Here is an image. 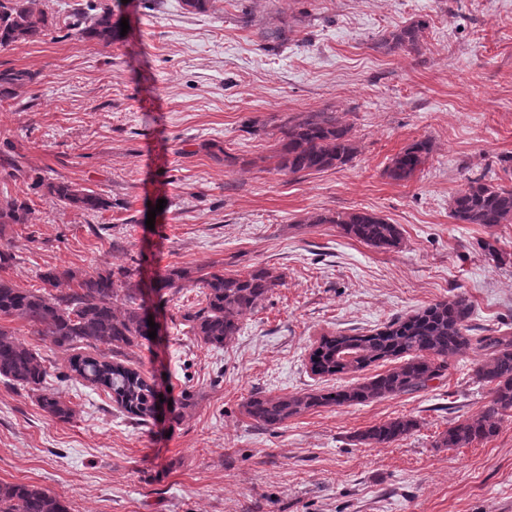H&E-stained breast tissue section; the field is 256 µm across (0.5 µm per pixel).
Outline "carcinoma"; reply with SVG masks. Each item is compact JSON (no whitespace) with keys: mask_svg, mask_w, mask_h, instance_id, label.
<instances>
[{"mask_svg":"<svg viewBox=\"0 0 512 512\" xmlns=\"http://www.w3.org/2000/svg\"><path fill=\"white\" fill-rule=\"evenodd\" d=\"M80 14L85 26L81 35L105 44L126 41L120 35L121 11L109 3L89 0ZM56 26L55 19L40 7L39 0H0V49L37 38ZM422 23L414 22L383 36L379 46L389 52L415 53L420 48ZM33 74L22 70L0 71V98L31 83ZM281 149L275 155L277 170L288 175L322 171L348 163L356 153L351 128L333 112H309L285 121L279 129ZM429 143L419 141L398 154L387 173L395 180L410 178L425 163ZM35 187L66 206L100 211L110 203L99 193L69 182L33 180ZM451 217L458 224L512 223V185L473 179L451 201ZM31 223L26 201L13 199L0 207V230L8 224ZM314 224H338L343 233L376 248L396 246L397 226L367 213H350L334 218L317 217ZM66 272L50 270L41 275L44 287L18 288L0 279V321L20 320L33 336L64 351L88 346L98 356L73 355L70 369L84 381L110 396L124 412L147 426L156 420L162 394L160 385L148 382L141 373L119 359L123 351L151 341L140 281L134 271L123 268L98 271L85 276L75 290L60 288ZM198 287L203 299L198 309L183 320L201 343L222 348L240 330L241 320L258 311L278 287L282 277L267 268L226 274L199 267L193 271L171 268L161 288L180 291L188 283ZM472 306L464 298L438 302L423 311L390 321L371 334L325 337L310 357L311 370L318 375H335L363 369L391 357L403 362L354 386L329 391L272 395L257 392L244 403L245 413L258 425L276 429L310 410L329 406H352L374 400L413 394L428 389L429 383L448 369V355L471 344L466 336ZM477 345L486 351L476 369L477 378L490 387V399L475 419L454 422L444 434V448H460L485 440L497 432L501 417L512 411V336H482ZM48 376L45 359L35 349L0 325V378L38 393L43 411L58 420H68L74 410L62 397L43 392ZM195 405V394L180 393L168 407L170 421L178 424L185 410ZM415 426L411 419H395L375 425L358 435L368 445L395 442ZM0 512H67L62 500L41 488L0 483Z\"/></svg>","mask_w":512,"mask_h":512,"instance_id":"cac0c4a2","label":"carcinoma"}]
</instances>
